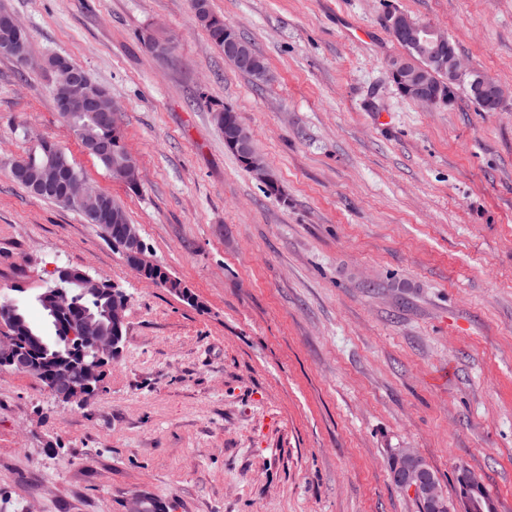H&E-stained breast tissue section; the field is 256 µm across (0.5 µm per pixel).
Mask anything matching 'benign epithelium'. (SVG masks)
Returning <instances> with one entry per match:
<instances>
[{
	"instance_id": "benign-epithelium-1",
	"label": "benign epithelium",
	"mask_w": 512,
	"mask_h": 512,
	"mask_svg": "<svg viewBox=\"0 0 512 512\" xmlns=\"http://www.w3.org/2000/svg\"><path fill=\"white\" fill-rule=\"evenodd\" d=\"M7 25L13 31V38L0 45V49L22 57L28 56L26 44L29 39L27 28L16 16L3 14ZM386 26L406 41L405 53L393 58L389 62L390 78L395 82L401 92L409 99L418 101L428 107L434 108L448 104L453 97L455 87L468 83L475 97L483 101L492 111L497 112L501 106L512 97V89L506 87L494 78L483 73L468 70L463 66L461 57L448 36L431 24L419 22L410 15L391 11L385 18ZM224 51L236 57L248 66H256V60L243 47L235 36L232 27H224ZM422 59L437 66L446 73L445 81L448 91L441 95L432 92L429 85L419 76L407 69V62ZM60 69L64 73L66 87L57 101L58 112L68 114L72 112L75 100L83 101L87 109L97 111L101 123L112 122V115L119 111L115 103H106V96L99 91H90V79L87 74L78 75V67L61 58L51 61L44 60L42 67ZM224 129L229 134V143L244 152L250 151L251 136L244 130L224 123ZM62 161L55 159L46 167V180L33 186V190L42 193L55 186L59 178ZM247 172L269 187L278 183V180L268 165L256 156L248 157ZM113 177L129 184L138 179V159L131 152H125V161L112 166ZM64 199L77 204L87 193H98L86 180L78 177L65 181ZM126 235L122 236V256L128 267L134 271L141 269V263L147 260L146 245L142 240L138 227L125 226ZM112 310L110 315L115 321H126L125 312L128 305V295L119 288L112 289ZM69 338L77 340L74 349V358L78 362V370L71 371L68 361L59 362L53 367L57 373L56 385L52 388L56 398L67 404L83 406L90 399V395L103 387L105 367L116 359L122 351L119 340L111 336H91L83 328L81 333L70 332ZM44 363L32 357L27 349L9 333L4 325L0 324V370H9L14 373L33 376L40 373ZM396 454L403 463L397 471L391 474V479L398 489L416 499L423 507L424 512H445L446 499L441 490L439 480L435 479L424 461L410 448H400Z\"/></svg>"
}]
</instances>
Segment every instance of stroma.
<instances>
[{"mask_svg":"<svg viewBox=\"0 0 512 512\" xmlns=\"http://www.w3.org/2000/svg\"><path fill=\"white\" fill-rule=\"evenodd\" d=\"M265 56L254 85L191 0H0L35 58H70L119 106L132 188L82 148L50 73L0 55V295L44 325L58 268L129 297L127 340L85 406L0 372V512H417L388 457L410 448L457 502L479 473L512 512V99L402 97L397 10L512 86V0H210ZM173 41L154 58L145 32ZM229 105L280 195L240 167ZM31 131L119 201L189 306L129 269L72 207L15 183Z\"/></svg>","mask_w":512,"mask_h":512,"instance_id":"1","label":"stroma"}]
</instances>
